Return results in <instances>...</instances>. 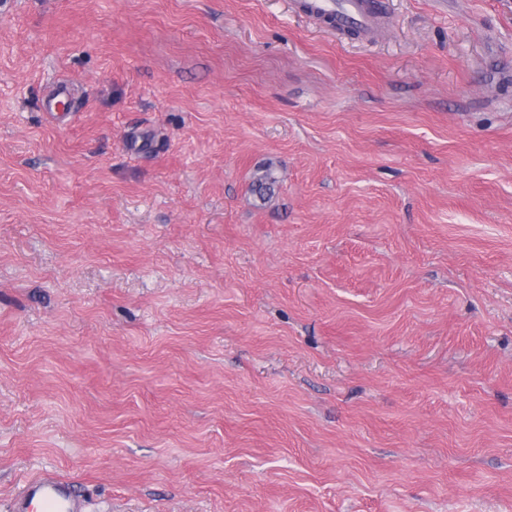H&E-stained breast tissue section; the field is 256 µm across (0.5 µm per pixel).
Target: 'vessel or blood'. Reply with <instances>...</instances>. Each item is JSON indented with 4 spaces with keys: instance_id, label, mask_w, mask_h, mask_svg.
<instances>
[{
    "instance_id": "obj_1",
    "label": "vessel or blood",
    "mask_w": 512,
    "mask_h": 512,
    "mask_svg": "<svg viewBox=\"0 0 512 512\" xmlns=\"http://www.w3.org/2000/svg\"><path fill=\"white\" fill-rule=\"evenodd\" d=\"M313 12L334 18L337 25L373 31L376 18L364 0H307ZM10 512H87L83 499L72 485L56 473L45 471L26 478Z\"/></svg>"
}]
</instances>
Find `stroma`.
<instances>
[{
	"label": "stroma",
	"instance_id": "stroma-1",
	"mask_svg": "<svg viewBox=\"0 0 512 512\" xmlns=\"http://www.w3.org/2000/svg\"><path fill=\"white\" fill-rule=\"evenodd\" d=\"M297 2L0 0V512H512V0ZM312 14L334 18L341 27L357 28L371 32L376 26V17L365 9L364 0H305ZM10 512H88L73 486L56 473L44 471L26 478Z\"/></svg>",
	"mask_w": 512,
	"mask_h": 512
}]
</instances>
